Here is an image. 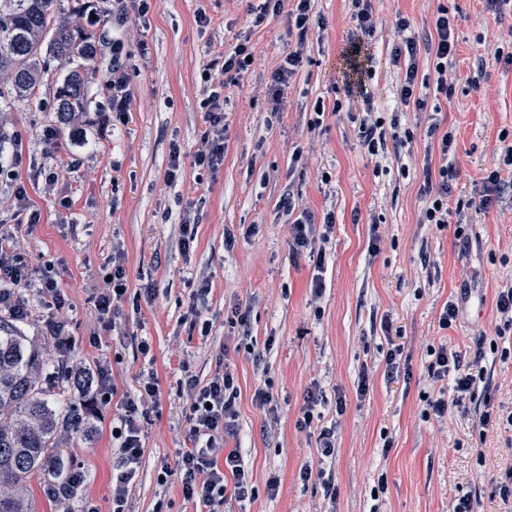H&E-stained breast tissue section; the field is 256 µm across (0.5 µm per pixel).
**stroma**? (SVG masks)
Segmentation results:
<instances>
[{
	"mask_svg": "<svg viewBox=\"0 0 512 512\" xmlns=\"http://www.w3.org/2000/svg\"><path fill=\"white\" fill-rule=\"evenodd\" d=\"M381 19L366 36L373 78L363 95L345 93L344 50L356 31L349 0H314V14L325 25L314 28L306 44L304 67L284 93V109L268 120L265 100L270 69L294 41L285 15L268 16L261 27L250 23L247 0H151L147 18L129 14L119 23L100 15L95 36L126 32L134 104L126 124L101 130L87 126L83 147L66 134L47 143L44 132L54 115L39 102L53 99L63 83L52 76L40 100L12 112L21 135L16 152L0 154L17 167L39 223L15 224V241L33 267H52L69 304L50 314L37 295L26 292L37 320L56 316L66 325L71 347L65 359L73 373L111 369L117 397L97 414H87L89 432L68 441L73 466L85 473L80 502L112 512V477L117 450L112 414L125 395L136 393L140 370L157 374L160 395L140 419L144 454L129 484L124 512H206L185 499L179 479L159 484L161 465L176 466L187 445L185 401L177 394L183 367L207 382L219 363H228L238 388V433L227 445L239 449L252 477L255 495L227 500L226 512H453L459 498L475 501L476 512H512L496 485L512 467V428L481 433L486 399L512 408V354L501 356L479 336H494L499 322L495 301L512 284V201H495L475 210L484 179L499 170L512 144V65L497 52L512 51V12L493 14L485 0H372ZM447 6L457 41L451 99L428 97L426 121L437 110L441 130L455 137L459 175L448 199L462 209L467 238L455 235L456 216L446 226L423 224L425 201L419 193L423 173L402 174L407 158L388 153L374 163L357 131L366 108L390 112L399 107V70L391 48L395 13L426 38L434 31L438 6ZM211 18L207 29L195 22L198 10ZM248 41L255 57L238 84L225 87L229 126L224 163L214 172L194 166L195 149L207 128L200 101L207 88L206 68ZM147 55H140L139 43ZM325 114L312 127L315 101ZM186 156L175 183L166 172L172 145ZM300 161H293L295 148ZM56 164L58 180L45 191L41 166ZM293 193L315 222L333 213L335 227L326 244L321 316L309 304L315 261L293 255L288 224L278 203ZM198 213L197 234L183 247L181 216ZM72 221H58L61 210ZM232 247H225L226 235ZM122 254L128 291L118 315L101 314L88 287L101 281L112 257ZM211 292L201 303L207 329L194 326L191 293L202 280ZM459 315L443 330L439 315L446 304ZM249 312L254 354L238 350L240 328L234 307ZM100 341H93L92 332ZM148 341L149 355L138 349ZM448 345L465 359L481 355L486 384L455 405L452 380L433 381L430 348ZM397 359H390L391 350ZM370 386L359 394L361 374ZM271 382L276 405L257 406L258 385ZM322 396L320 415L310 431L296 423L310 388ZM449 400L443 419H425L429 398ZM344 412H337V398ZM335 433L336 452L317 451L321 431ZM312 476L302 480L300 471ZM280 482L270 494V478Z\"/></svg>",
	"mask_w": 512,
	"mask_h": 512,
	"instance_id": "1",
	"label": "stroma"
}]
</instances>
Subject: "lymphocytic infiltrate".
I'll list each match as a JSON object with an SVG mask.
<instances>
[{
  "instance_id": "obj_1",
  "label": "lymphocytic infiltrate",
  "mask_w": 512,
  "mask_h": 512,
  "mask_svg": "<svg viewBox=\"0 0 512 512\" xmlns=\"http://www.w3.org/2000/svg\"><path fill=\"white\" fill-rule=\"evenodd\" d=\"M286 15L289 32L295 33L297 46L289 51L281 62L270 72L271 82L267 89V112L278 117L282 112L283 91L290 80L298 74L303 65V45L315 20L312 0H262L253 13V26H263L271 15ZM392 26L398 35L392 53L393 60L403 63L398 85L399 101L403 106L414 107L422 112L427 103L420 93L421 88H432L435 95L451 97L454 89L452 72L455 66L457 43L454 28L447 7H439L434 19V34L425 42H418L411 33V23L404 15H396ZM125 50L123 39L112 42V101L110 112L100 113V124L109 127L114 122H126L132 108L133 93L129 75L122 62ZM428 55L432 71L426 78L418 76L420 55ZM246 44H239L225 55L220 72L207 76L208 87L200 102L208 128L192 157L195 166L211 171L217 170L224 162V135L228 125L224 113V87L246 72L249 63ZM428 137L436 141L435 154L423 156V180L420 194L427 205L419 221L423 224L446 225L450 211L448 198L458 176L455 162L454 135L441 131L439 123H431ZM359 141L369 156L383 158L387 145L395 149L411 148L415 141L413 129L401 123L399 113L385 118L376 112H366L358 127ZM281 208L295 213L296 218L288 226V241L294 254L308 253L324 260V246L334 228L333 214H326L323 226H316L308 212H297L292 198H283ZM31 287L43 297L50 298L56 309L67 304L64 292L50 272H35L28 258L15 245L8 229V223L0 219V303L9 302V313L16 320L28 318L26 302L20 301L18 289ZM428 374L433 381L450 377L458 398L473 393L479 382L485 381L486 372L479 363H463L460 352L440 346L432 353ZM159 393L158 379L154 370L141 371L139 389L136 394L126 396L122 412L112 420V439L116 443L120 471L112 483V503L123 507L128 485L134 478L141 462L142 448L139 416L143 407L155 401ZM180 397L185 398V434L188 448L182 449L176 467L162 466L158 480L167 483L169 478H178L186 498L202 503L207 512H224L227 495L243 501L253 497L255 488L251 477L242 464L238 449L226 446L227 438L237 433V387L234 373L224 367L215 371L209 382L199 384L192 373H185L178 384Z\"/></svg>"
}]
</instances>
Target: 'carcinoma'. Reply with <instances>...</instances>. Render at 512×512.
I'll list each match as a JSON object with an SVG mask.
<instances>
[{
	"label": "carcinoma",
	"mask_w": 512,
	"mask_h": 512,
	"mask_svg": "<svg viewBox=\"0 0 512 512\" xmlns=\"http://www.w3.org/2000/svg\"><path fill=\"white\" fill-rule=\"evenodd\" d=\"M83 0H0V113L38 95L51 64L64 73L50 111L58 122L84 109L97 53L92 34L78 35L59 21ZM90 381L67 370L48 342L25 335L10 317L0 318V512H32L30 477L44 478V495L58 503L77 498L69 484L68 435L85 429L78 405L65 408L54 388L84 392Z\"/></svg>",
	"instance_id": "carcinoma-1"
}]
</instances>
